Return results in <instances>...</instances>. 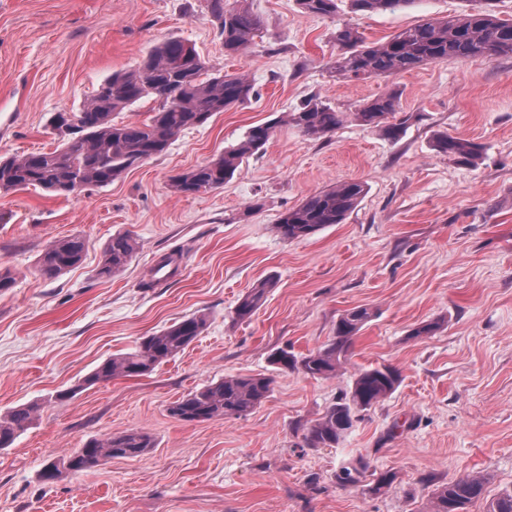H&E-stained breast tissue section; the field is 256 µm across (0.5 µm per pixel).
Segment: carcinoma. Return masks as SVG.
Returning <instances> with one entry per match:
<instances>
[{"instance_id": "1", "label": "carcinoma", "mask_w": 512, "mask_h": 512, "mask_svg": "<svg viewBox=\"0 0 512 512\" xmlns=\"http://www.w3.org/2000/svg\"><path fill=\"white\" fill-rule=\"evenodd\" d=\"M313 15L330 16L336 0H298ZM360 12H386L410 6L413 0H351ZM481 6L452 18H429L385 41L368 42L352 25L336 28L333 40L339 49L336 73L348 78L390 76L411 71L425 63L450 58L466 60L477 56L512 57V18H501L494 0H480ZM210 12L220 21L224 52L245 50L257 36L261 21L246 8H228L224 0H207ZM253 95V86L243 75L226 74L202 58L194 47L178 38H168L153 48L132 70H120L98 86L92 98L75 112H57L52 128L75 125L76 142L60 139L52 152H32L19 157L0 158V193L40 188L55 195L69 196L78 188L109 185L132 166L166 151L170 141L184 130L200 127L220 112L242 104ZM144 99L156 107L143 121H119L120 113ZM396 98L383 95L363 103L351 113L363 126L376 128L397 138L407 119L396 118ZM285 122L305 137L321 139L344 122V114L318 101H308L285 115ZM275 123L251 127L244 139L216 158L172 179L178 194H196L224 186L244 159L263 149ZM435 150L459 163L473 165L482 147L468 139L442 135ZM364 187L346 181L315 193L283 213L274 225L285 240L304 239L331 224H342L357 206ZM86 240L72 235L51 242L39 255L35 272L53 279L79 264ZM137 252L135 238L126 232L112 235L104 249L98 274L110 277L125 268ZM268 286L259 284L243 295L235 308L239 321L250 319L262 305ZM373 313L356 307L336 322L334 336L306 355L282 348L271 357L281 370L301 372L313 378L336 374L350 356L356 335ZM203 313L184 317L158 332L143 336L129 352L117 353L85 376L82 386L109 382L118 377L141 376L171 361L205 330ZM399 370L389 365L359 369L351 386L336 398L322 415L306 428L311 447H332L353 427L362 413L392 395L401 385ZM271 390L265 375L226 376L174 401L169 415L192 423L226 415L245 416L257 408ZM37 407L19 406L0 417V448L9 447L15 437L31 425ZM154 447L149 433L132 430L89 440L82 448L59 461L48 463L42 477L55 481L67 472L94 468L112 458L136 457ZM368 467H344L336 472V483L357 486L364 482ZM484 491V479L465 476L436 488L426 512H469L468 506ZM486 512H512V490L487 504Z\"/></svg>"}]
</instances>
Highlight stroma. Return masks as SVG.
Instances as JSON below:
<instances>
[{"label":"stroma","mask_w":512,"mask_h":512,"mask_svg":"<svg viewBox=\"0 0 512 512\" xmlns=\"http://www.w3.org/2000/svg\"><path fill=\"white\" fill-rule=\"evenodd\" d=\"M228 3L261 20L254 45L232 56L206 0H0V156L54 150L52 113L79 109L169 37L255 89L109 185L0 196V264L14 276L0 292V415L38 408L0 449V512H421L438 485L476 473L487 484L469 512H484L512 488V58L350 80L333 68L336 27L355 25L376 42L470 10V0L366 15L338 0L328 17L297 0ZM387 93L409 117L395 140L349 118L319 140L281 121L312 99L349 115ZM268 121L273 137L224 187L172 192L173 176ZM443 134L480 144V160L436 153ZM342 181L365 187L345 223L292 241L275 232L283 212ZM124 231L139 242L136 257L99 277L104 247ZM76 234L88 242L82 262L38 276L45 246ZM169 254L176 270L157 279ZM263 280L272 283L263 305L235 320L239 298ZM355 307L374 316L346 369L314 379L271 366L277 349L321 347ZM192 313L206 314L207 328L174 360L83 386L113 354ZM431 320L441 329L410 338ZM380 364L400 371L401 386L336 446L308 447L305 427L348 389L353 368ZM256 374L271 378V391L248 415L185 423L168 413L221 378ZM68 390L72 398L57 400ZM130 430L148 431L153 448L43 480L49 462ZM361 461L395 481L380 494L337 485L336 471Z\"/></svg>","instance_id":"35a3bbf8"}]
</instances>
